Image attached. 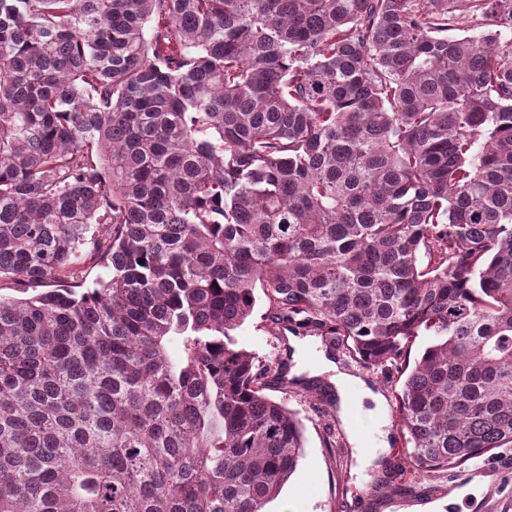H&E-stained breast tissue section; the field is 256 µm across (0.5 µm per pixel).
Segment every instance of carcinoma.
<instances>
[{"label": "carcinoma", "mask_w": 512, "mask_h": 512, "mask_svg": "<svg viewBox=\"0 0 512 512\" xmlns=\"http://www.w3.org/2000/svg\"><path fill=\"white\" fill-rule=\"evenodd\" d=\"M505 31L512 0H0V512H262L305 438L232 336L258 288L404 375L397 487L511 448Z\"/></svg>", "instance_id": "1"}]
</instances>
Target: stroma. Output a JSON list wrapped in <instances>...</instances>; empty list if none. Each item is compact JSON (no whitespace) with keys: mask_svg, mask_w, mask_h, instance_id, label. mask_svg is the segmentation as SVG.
I'll list each match as a JSON object with an SVG mask.
<instances>
[{"mask_svg":"<svg viewBox=\"0 0 512 512\" xmlns=\"http://www.w3.org/2000/svg\"><path fill=\"white\" fill-rule=\"evenodd\" d=\"M266 311L265 297H258L252 316L234 336L259 359L287 361L288 338L271 330ZM267 394L302 419L306 442L295 474L264 512H446L452 500L464 505V512H512V448L473 460V478L456 494L448 492L455 475L446 470L399 491L389 481L390 468L400 461L396 447L385 448L373 466L361 467L338 412L317 414L320 393L307 396L302 387L273 382ZM329 435L335 447H326Z\"/></svg>","mask_w":512,"mask_h":512,"instance_id":"stroma-1","label":"stroma"}]
</instances>
